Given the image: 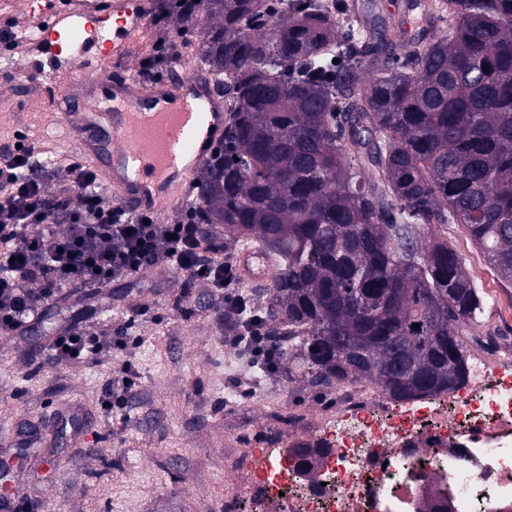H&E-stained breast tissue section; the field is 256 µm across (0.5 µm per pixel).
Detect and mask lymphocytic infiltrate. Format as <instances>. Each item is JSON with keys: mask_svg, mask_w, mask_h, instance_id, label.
I'll list each match as a JSON object with an SVG mask.
<instances>
[{"mask_svg": "<svg viewBox=\"0 0 512 512\" xmlns=\"http://www.w3.org/2000/svg\"><path fill=\"white\" fill-rule=\"evenodd\" d=\"M32 156L18 142L0 160V338L14 337L57 289H102L147 270L179 271L223 302L232 267L211 256L194 224L126 213L104 201L90 169L76 163L38 169ZM127 348L123 330L78 324L55 338L51 363H98Z\"/></svg>", "mask_w": 512, "mask_h": 512, "instance_id": "obj_1", "label": "lymphocytic infiltrate"}]
</instances>
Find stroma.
Here are the masks:
<instances>
[{"instance_id":"obj_1","label":"stroma","mask_w":512,"mask_h":512,"mask_svg":"<svg viewBox=\"0 0 512 512\" xmlns=\"http://www.w3.org/2000/svg\"><path fill=\"white\" fill-rule=\"evenodd\" d=\"M174 16L149 23L121 68L141 74L158 41L180 35ZM0 73V151L25 136L55 160L74 152L59 130L60 114L43 103L45 77L33 73L26 56L10 57ZM431 238L446 239L485 300L483 317L497 333L512 336V284L502 281L461 225L432 224ZM88 317L101 327L126 328L127 353L69 371L52 367L50 340L68 322ZM27 368L16 369L13 344L0 340V448L9 470L24 465L25 423L42 433L46 460L20 485L26 512H224V486L234 478L224 461L227 432L264 426L271 409L297 410L322 402L321 390L289 374L287 364L252 376L230 365L236 347L199 289L184 286L180 274L160 281L152 272L114 282L107 298L90 288L64 289L48 313L29 324L24 336ZM135 372L136 394L110 410L98 400L103 384L124 361ZM80 405L87 416L84 438L61 430L56 409ZM112 451V469L92 480L83 476L89 450Z\"/></svg>"}]
</instances>
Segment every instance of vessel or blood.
Listing matches in <instances>:
<instances>
[{
    "instance_id": "b4317fda",
    "label": "vessel or blood",
    "mask_w": 512,
    "mask_h": 512,
    "mask_svg": "<svg viewBox=\"0 0 512 512\" xmlns=\"http://www.w3.org/2000/svg\"><path fill=\"white\" fill-rule=\"evenodd\" d=\"M150 10V0H84L79 8L63 5L47 13L36 10L32 0L25 5L27 17L43 25L33 54L47 68L66 137L116 200L164 216L198 200L195 175L224 134V102L201 75L188 91L176 74L142 82L113 73L112 63L127 57L132 36L146 31ZM397 13L403 44L439 19L414 0H402ZM72 25L86 33L80 44L64 39ZM106 27L111 38L98 40L97 32ZM238 272L246 282L273 275L255 248L240 252Z\"/></svg>"
}]
</instances>
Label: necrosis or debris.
<instances>
[{"mask_svg":"<svg viewBox=\"0 0 512 512\" xmlns=\"http://www.w3.org/2000/svg\"><path fill=\"white\" fill-rule=\"evenodd\" d=\"M467 388L392 402L343 382L300 427L271 424L243 444L232 512H512V339L469 337ZM325 446L315 478L297 452Z\"/></svg>","mask_w":512,"mask_h":512,"instance_id":"4bbe7bcc","label":"necrosis or debris"}]
</instances>
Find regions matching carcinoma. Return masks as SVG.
Wrapping results in <instances>:
<instances>
[{
	"mask_svg": "<svg viewBox=\"0 0 512 512\" xmlns=\"http://www.w3.org/2000/svg\"><path fill=\"white\" fill-rule=\"evenodd\" d=\"M200 2L187 32L205 30L229 107L197 179V231L253 242L275 268L267 303L244 294L233 315L296 337L279 359L323 390L366 381L400 401L464 386L484 299L420 231L463 225L512 283V0L434 3L448 27L401 59L397 31L346 0Z\"/></svg>",
	"mask_w": 512,
	"mask_h": 512,
	"instance_id": "cac0c4a2",
	"label": "carcinoma"
}]
</instances>
